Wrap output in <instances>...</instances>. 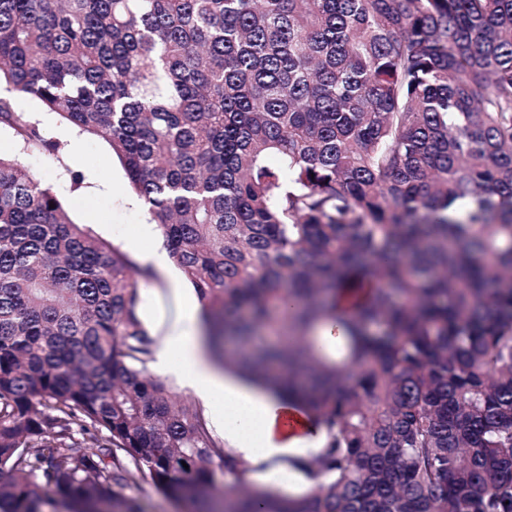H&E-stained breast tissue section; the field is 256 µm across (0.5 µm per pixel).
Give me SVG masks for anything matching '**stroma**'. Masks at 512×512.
Returning <instances> with one entry per match:
<instances>
[{"label":"stroma","mask_w":512,"mask_h":512,"mask_svg":"<svg viewBox=\"0 0 512 512\" xmlns=\"http://www.w3.org/2000/svg\"><path fill=\"white\" fill-rule=\"evenodd\" d=\"M22 110L35 113L47 137L69 145L64 162L24 151L13 136L0 128V154L17 158L31 174L41 177L64 203L72 219L89 226L99 237L119 246L133 257L152 250H163V238L150 223L146 208L127 190L126 172L108 145L79 133L59 116L41 111L31 99H18ZM83 177L80 190L71 187L70 174ZM146 299L145 316L151 327H158L175 312L180 298H194L193 289L176 268H168L159 280L141 282Z\"/></svg>","instance_id":"obj_1"}]
</instances>
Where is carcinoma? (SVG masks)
<instances>
[{"label":"carcinoma","mask_w":512,"mask_h":512,"mask_svg":"<svg viewBox=\"0 0 512 512\" xmlns=\"http://www.w3.org/2000/svg\"><path fill=\"white\" fill-rule=\"evenodd\" d=\"M2 80L108 144L212 362L326 437L305 494L247 485L149 373L153 273L0 155V512H512V0H0ZM316 336L327 352H333L336 350L337 345L343 344L345 333L341 326L332 322H326L318 326ZM123 493L135 500L140 512H180L177 504L150 483H140L123 490Z\"/></svg>","instance_id":"cac0c4a2"}]
</instances>
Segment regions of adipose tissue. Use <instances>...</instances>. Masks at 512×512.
Returning <instances> with one entry per match:
<instances>
[{"mask_svg": "<svg viewBox=\"0 0 512 512\" xmlns=\"http://www.w3.org/2000/svg\"><path fill=\"white\" fill-rule=\"evenodd\" d=\"M153 367L179 376L211 411L214 426L244 459L276 462L300 458L321 448L322 428L293 401L223 376L210 362L202 342L197 308H181L157 337Z\"/></svg>", "mask_w": 512, "mask_h": 512, "instance_id": "ef3b65f1", "label": "adipose tissue"}]
</instances>
